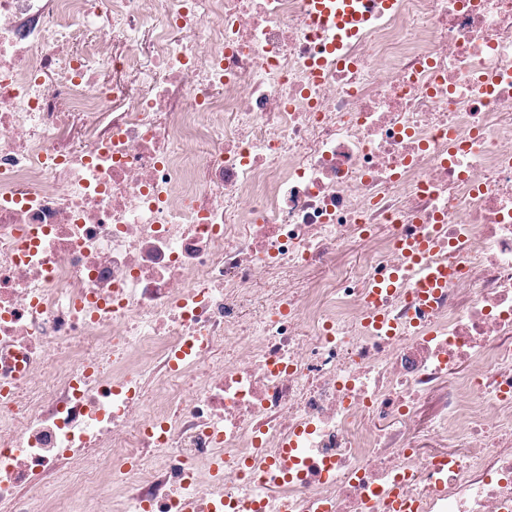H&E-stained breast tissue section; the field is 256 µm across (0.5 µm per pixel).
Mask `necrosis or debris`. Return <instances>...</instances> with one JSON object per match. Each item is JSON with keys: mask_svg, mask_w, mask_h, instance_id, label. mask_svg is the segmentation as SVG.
<instances>
[{"mask_svg": "<svg viewBox=\"0 0 512 512\" xmlns=\"http://www.w3.org/2000/svg\"><path fill=\"white\" fill-rule=\"evenodd\" d=\"M361 9L0 0V512H512V0ZM448 267L429 268L416 281L418 295L424 299L427 294H433L435 288H447Z\"/></svg>", "mask_w": 512, "mask_h": 512, "instance_id": "necrosis-or-debris-1", "label": "necrosis or debris"}]
</instances>
